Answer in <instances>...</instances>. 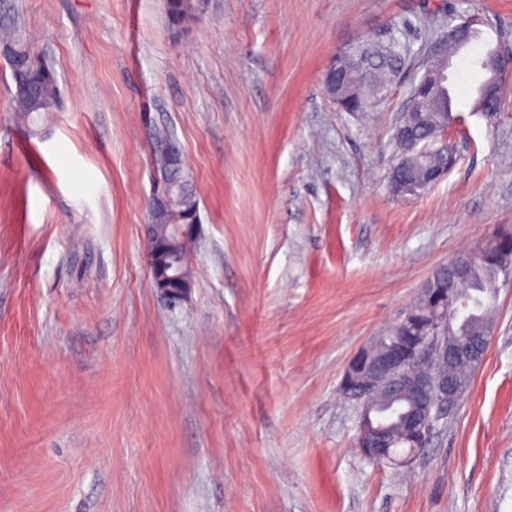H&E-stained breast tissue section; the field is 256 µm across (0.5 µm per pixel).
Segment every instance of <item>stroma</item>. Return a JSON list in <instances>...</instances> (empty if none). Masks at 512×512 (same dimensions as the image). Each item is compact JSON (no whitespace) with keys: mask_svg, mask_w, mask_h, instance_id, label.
<instances>
[{"mask_svg":"<svg viewBox=\"0 0 512 512\" xmlns=\"http://www.w3.org/2000/svg\"><path fill=\"white\" fill-rule=\"evenodd\" d=\"M459 160L393 196L414 74L462 16ZM60 103L39 135L0 60V512H512V281L460 409L402 469L365 460L341 390L441 265L512 231V73L473 111L512 0H0ZM396 40L385 101L340 112L336 56ZM199 200L192 286L152 284L153 131ZM194 10V0H166V13L172 27H179L189 20L193 16ZM499 51L498 49H490L483 59L480 61V65L482 69L491 74V76L487 79V81L478 89V95L475 99L473 111L476 112H485V113H493L499 112L501 109L502 102V91L501 85L497 91V104L492 107V109H487L485 106V100L482 96L484 87L490 82L494 83L498 80V60L497 55Z\"/></svg>","mask_w":512,"mask_h":512,"instance_id":"obj_1","label":"stroma"}]
</instances>
